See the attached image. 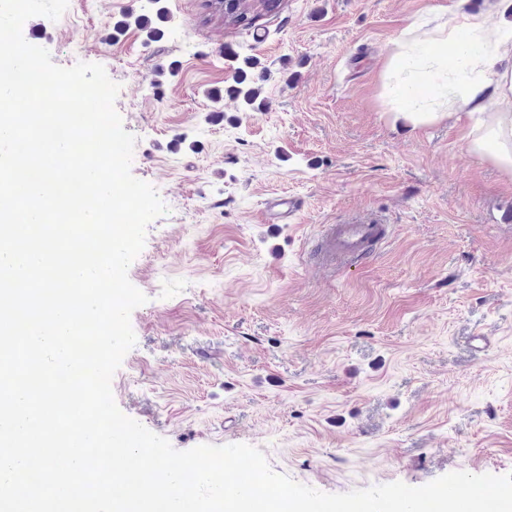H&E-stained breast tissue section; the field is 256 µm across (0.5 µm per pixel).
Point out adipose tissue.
Returning <instances> with one entry per match:
<instances>
[{"label":"adipose tissue","instance_id":"ef3b65f1","mask_svg":"<svg viewBox=\"0 0 512 512\" xmlns=\"http://www.w3.org/2000/svg\"><path fill=\"white\" fill-rule=\"evenodd\" d=\"M469 43H461L460 32ZM431 51H424V44ZM389 74L406 90L429 79L434 92L419 101L421 118L435 119L451 110L490 113V120L474 129L467 149L487 155L512 171V30L489 23L485 16L453 12L421 36L409 26L394 42Z\"/></svg>","mask_w":512,"mask_h":512}]
</instances>
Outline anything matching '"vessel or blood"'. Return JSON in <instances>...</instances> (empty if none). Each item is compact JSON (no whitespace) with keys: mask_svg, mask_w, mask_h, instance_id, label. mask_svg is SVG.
Wrapping results in <instances>:
<instances>
[{"mask_svg":"<svg viewBox=\"0 0 512 512\" xmlns=\"http://www.w3.org/2000/svg\"><path fill=\"white\" fill-rule=\"evenodd\" d=\"M299 203L291 197H279L268 202V223L275 224L292 217ZM387 235V227L371 218L360 217L347 224H328L320 234V254L323 262L343 260L361 262L372 245Z\"/></svg>","mask_w":512,"mask_h":512,"instance_id":"vessel-or-blood-1","label":"vessel or blood"}]
</instances>
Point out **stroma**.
<instances>
[{"label":"stroma","mask_w":512,"mask_h":512,"mask_svg":"<svg viewBox=\"0 0 512 512\" xmlns=\"http://www.w3.org/2000/svg\"><path fill=\"white\" fill-rule=\"evenodd\" d=\"M492 2L280 0L232 25L209 0H69L25 22L55 64L119 84L131 172L169 208L128 270L148 301L112 379L125 415L331 494L512 472V172L468 152L478 114L411 121L386 71L411 23H512ZM279 196L302 207L267 223ZM361 215L390 229L373 256L313 266L323 225Z\"/></svg>","instance_id":"35a3bbf8"}]
</instances>
